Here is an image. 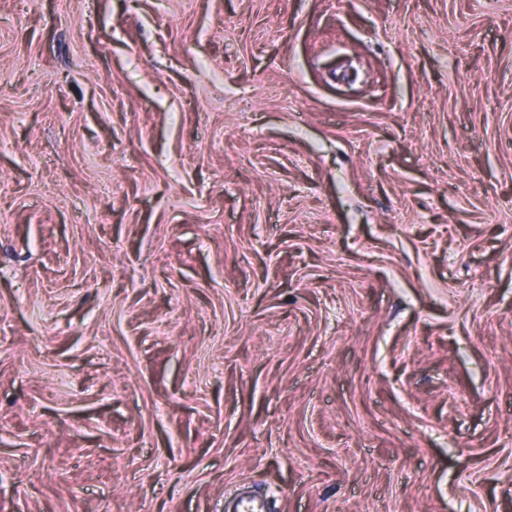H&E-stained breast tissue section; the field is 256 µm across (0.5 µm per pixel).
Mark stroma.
Wrapping results in <instances>:
<instances>
[{"instance_id":"1","label":"stroma","mask_w":512,"mask_h":512,"mask_svg":"<svg viewBox=\"0 0 512 512\" xmlns=\"http://www.w3.org/2000/svg\"><path fill=\"white\" fill-rule=\"evenodd\" d=\"M512 512V0H0V512Z\"/></svg>"}]
</instances>
